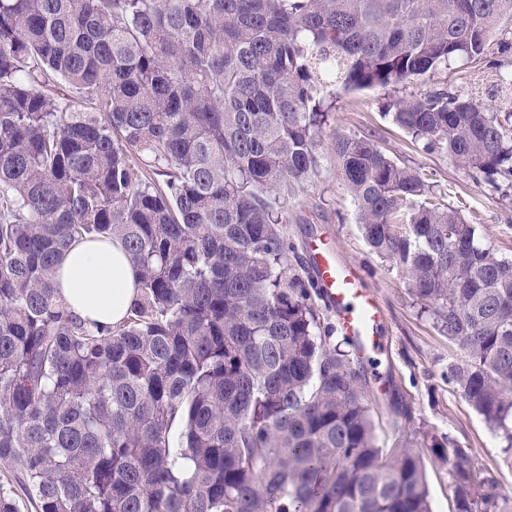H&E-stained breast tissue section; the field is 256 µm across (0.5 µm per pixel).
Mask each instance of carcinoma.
I'll list each match as a JSON object with an SVG mask.
<instances>
[{
	"instance_id": "1",
	"label": "carcinoma",
	"mask_w": 512,
	"mask_h": 512,
	"mask_svg": "<svg viewBox=\"0 0 512 512\" xmlns=\"http://www.w3.org/2000/svg\"><path fill=\"white\" fill-rule=\"evenodd\" d=\"M509 22L512 0H0V462L39 512H432L423 447L455 512H500L496 476L409 406L381 440L277 195L316 172L329 85L424 78ZM56 80L74 96L48 99ZM393 107L512 189L511 110L443 89ZM336 154L366 244L456 352L448 385L512 448V259L373 141ZM91 238L139 276L113 328L59 291Z\"/></svg>"
}]
</instances>
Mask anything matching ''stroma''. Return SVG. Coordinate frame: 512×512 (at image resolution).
I'll list each match as a JSON object with an SVG mask.
<instances>
[{
	"label": "stroma",
	"instance_id": "35a3bbf8",
	"mask_svg": "<svg viewBox=\"0 0 512 512\" xmlns=\"http://www.w3.org/2000/svg\"><path fill=\"white\" fill-rule=\"evenodd\" d=\"M511 70L512 53L492 48L484 57L458 62L411 83L336 91L331 119L317 138V173L285 204V231L301 256H308L315 238L334 239L342 261L362 275L365 288L382 309V344L377 354L381 380L375 390L391 391L395 400L409 404L417 425L448 433L472 448L476 468L494 472L507 512H512V450L505 449L500 437L449 387L446 372L454 351L447 338L438 333L432 317L421 312L402 278L370 253L342 180L335 142L352 136L371 139L398 165L418 172L436 201L466 220H478L483 242L512 258V199L494 191L446 150H424L387 113L395 99L437 89L484 87Z\"/></svg>",
	"mask_w": 512,
	"mask_h": 512
}]
</instances>
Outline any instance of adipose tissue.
<instances>
[{
    "mask_svg": "<svg viewBox=\"0 0 512 512\" xmlns=\"http://www.w3.org/2000/svg\"><path fill=\"white\" fill-rule=\"evenodd\" d=\"M60 292L88 324H121L140 297L137 272L118 240L83 241L59 263Z\"/></svg>",
    "mask_w": 512,
    "mask_h": 512,
    "instance_id": "adipose-tissue-1",
    "label": "adipose tissue"
}]
</instances>
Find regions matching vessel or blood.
I'll return each mask as SVG.
<instances>
[{
  "mask_svg": "<svg viewBox=\"0 0 512 512\" xmlns=\"http://www.w3.org/2000/svg\"><path fill=\"white\" fill-rule=\"evenodd\" d=\"M311 252L315 276L340 328L364 351L375 350L383 317L375 297L357 272L341 261L328 240L315 242Z\"/></svg>",
  "mask_w": 512,
  "mask_h": 512,
  "instance_id": "1",
  "label": "vessel or blood"
}]
</instances>
